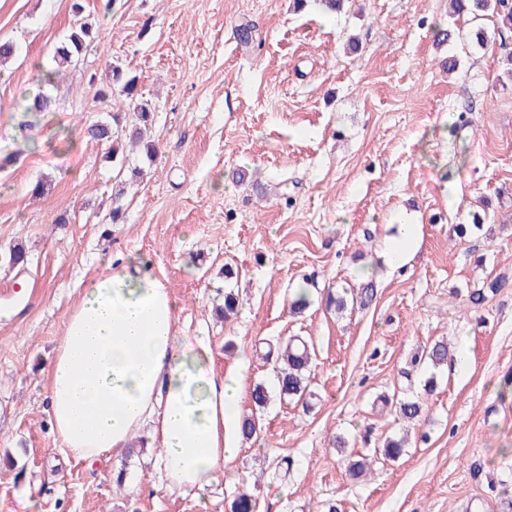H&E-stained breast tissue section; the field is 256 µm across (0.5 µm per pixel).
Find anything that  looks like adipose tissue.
I'll use <instances>...</instances> for the list:
<instances>
[{"instance_id": "ef3b65f1", "label": "adipose tissue", "mask_w": 512, "mask_h": 512, "mask_svg": "<svg viewBox=\"0 0 512 512\" xmlns=\"http://www.w3.org/2000/svg\"><path fill=\"white\" fill-rule=\"evenodd\" d=\"M163 280L129 259L83 289L50 364L49 417L79 462L149 442L168 487L204 492L238 452L244 375L216 372L212 349L178 336ZM150 424V438L140 428Z\"/></svg>"}]
</instances>
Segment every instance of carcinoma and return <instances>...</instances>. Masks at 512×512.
<instances>
[{"label": "carcinoma", "instance_id": "obj_1", "mask_svg": "<svg viewBox=\"0 0 512 512\" xmlns=\"http://www.w3.org/2000/svg\"><path fill=\"white\" fill-rule=\"evenodd\" d=\"M451 3L455 5L457 13L469 16V22L473 23V26L466 37L479 46L489 42V31L485 26L487 21L492 22L495 31H512V0H451ZM72 13L74 24L53 53L54 61L60 65L70 64L82 53L86 43L97 36L93 24L84 15V0H73ZM114 93L128 101V118L114 113L110 121L100 120L86 126L85 137L107 146V158L119 163L120 171L126 172L128 180L133 181L140 177L142 170L137 166L128 165L127 149L140 150L150 162L157 153L155 143L144 139V130L153 122L154 107L149 99L138 92L136 79L128 76L125 67L118 60L112 62L107 75L106 89L101 91V98L106 100ZM508 284V277L497 276L489 282L488 287L470 292L468 302L473 306H480L489 296L496 295ZM375 298L374 284L369 281L354 290L350 304L364 309L370 306ZM350 304L342 295H328V305L335 306L338 311L345 310ZM313 353V345L300 336H293L286 343L277 346L269 343L267 352L264 353V359L272 361L280 397L301 405L306 411L311 408L309 388ZM453 360L454 353L448 348V343L443 340L436 341L413 356L410 368L404 370L403 374L408 376L418 371L423 364L438 368L448 365ZM250 397L254 411L243 416L240 421V435L246 442L258 435L260 412L268 404L270 395L267 387L258 383L253 387ZM380 399L385 406L393 408L396 417L403 421H419L423 416V400L414 393H386L380 396ZM363 442L366 446L374 445V448L368 455L360 454L358 458L348 460L347 472L353 480L365 475L380 458L386 461L400 458L406 448L405 440L390 437L373 443L370 436L366 435ZM224 502L225 512H258L259 508L255 496L239 487L225 497Z\"/></svg>", "mask_w": 512, "mask_h": 512}]
</instances>
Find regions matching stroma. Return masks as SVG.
Here are the masks:
<instances>
[{"label": "stroma", "mask_w": 512, "mask_h": 512, "mask_svg": "<svg viewBox=\"0 0 512 512\" xmlns=\"http://www.w3.org/2000/svg\"><path fill=\"white\" fill-rule=\"evenodd\" d=\"M71 5L0 0V38L20 46L0 68V154H19L0 169V512H224L239 485L262 512L332 501L341 512H500L512 491V390L501 389L512 378V288L477 309L465 299L512 277V32L461 49L469 24L449 18L448 0H346L336 14L293 0H85L98 35L60 69L53 49ZM439 25L454 32L441 46ZM115 59L156 104L159 154L135 156L145 176L112 224V162L83 130L128 110L99 95ZM39 95L45 111L22 110ZM42 178L48 194L30 199ZM484 198L482 230L457 236ZM406 217L418 240L393 269L384 249ZM131 254L163 277L180 301L178 335L208 342L217 371L272 388L259 340L315 347L311 410L273 392L258 439L199 495L161 488L156 449L77 463L50 429L47 370L64 321L106 264ZM368 281V308L327 307L328 292ZM228 287L240 306L226 322L217 307ZM302 288L310 305L295 314ZM442 338L466 369L404 379L410 354ZM429 378L406 455L351 481L347 455L363 434L402 432L379 395L421 391ZM279 454L294 461L285 481L268 464Z\"/></svg>", "instance_id": "obj_1"}]
</instances>
